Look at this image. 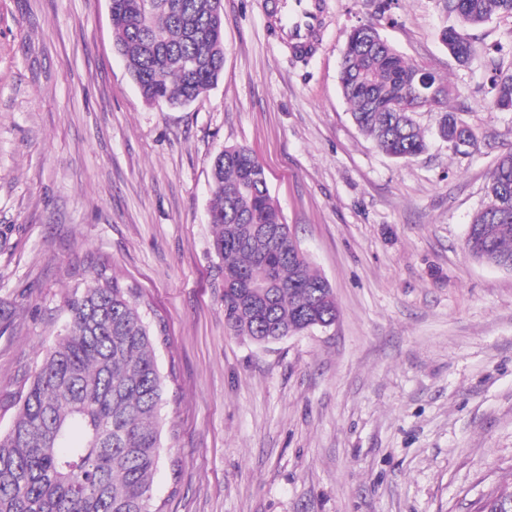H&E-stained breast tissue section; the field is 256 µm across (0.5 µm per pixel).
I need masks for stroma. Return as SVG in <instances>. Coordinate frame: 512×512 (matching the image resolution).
Listing matches in <instances>:
<instances>
[{"label": "stroma", "instance_id": "obj_1", "mask_svg": "<svg viewBox=\"0 0 512 512\" xmlns=\"http://www.w3.org/2000/svg\"><path fill=\"white\" fill-rule=\"evenodd\" d=\"M313 58L266 28L264 0H223L224 76L190 105L147 106L114 48L106 0H0V432L95 268L134 288L161 330L153 483L165 512H475L512 482V272L466 255L512 110V17L471 31L457 66L443 0H326ZM374 22L447 80L476 135L464 154L380 153L352 122L339 67ZM264 165L339 316L265 346L224 321L208 220L227 145ZM491 93L490 103L494 104L495 98L511 101L512 106V68L496 67L491 76Z\"/></svg>", "mask_w": 512, "mask_h": 512}]
</instances>
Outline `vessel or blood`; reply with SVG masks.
Segmentation results:
<instances>
[{"mask_svg": "<svg viewBox=\"0 0 512 512\" xmlns=\"http://www.w3.org/2000/svg\"><path fill=\"white\" fill-rule=\"evenodd\" d=\"M267 7L283 40L301 50L312 47V35L324 18L322 0H268Z\"/></svg>", "mask_w": 512, "mask_h": 512, "instance_id": "1", "label": "vessel or blood"}]
</instances>
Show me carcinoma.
<instances>
[{"mask_svg": "<svg viewBox=\"0 0 512 512\" xmlns=\"http://www.w3.org/2000/svg\"><path fill=\"white\" fill-rule=\"evenodd\" d=\"M223 0H108L113 44L143 101L183 106L224 74ZM468 28L512 15V0H444ZM378 31L353 27L340 62V87L359 131L396 160L426 151L414 114L425 105L402 92L398 76L417 69ZM492 98L512 102V68H495ZM449 94L430 103L445 114L448 148L474 132L448 110ZM212 247L224 274V320L257 343L295 335L338 317L336 295L315 270L267 186L264 167L244 146H226L211 167ZM490 204L469 226V257L512 271V147L487 186ZM67 319L0 432V512H162L152 496L159 460L164 379L159 336L133 289L96 271L65 301ZM477 512H512V485L483 498Z\"/></svg>", "mask_w": 512, "mask_h": 512, "instance_id": "carcinoma-1", "label": "carcinoma"}]
</instances>
